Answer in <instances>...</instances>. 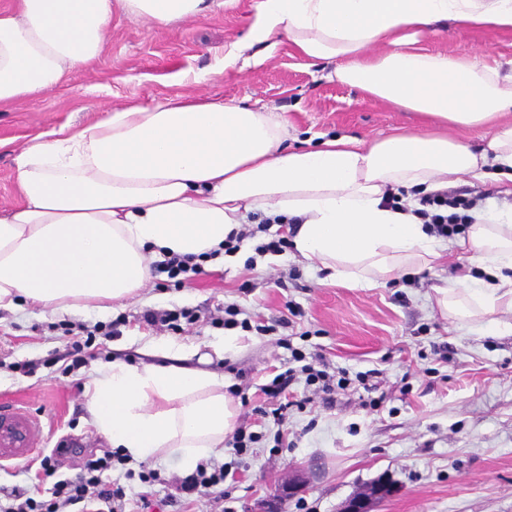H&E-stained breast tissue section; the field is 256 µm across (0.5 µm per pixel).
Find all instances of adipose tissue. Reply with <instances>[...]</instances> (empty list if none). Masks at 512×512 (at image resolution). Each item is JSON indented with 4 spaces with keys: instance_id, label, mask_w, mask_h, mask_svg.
<instances>
[{
    "instance_id": "1",
    "label": "adipose tissue",
    "mask_w": 512,
    "mask_h": 512,
    "mask_svg": "<svg viewBox=\"0 0 512 512\" xmlns=\"http://www.w3.org/2000/svg\"><path fill=\"white\" fill-rule=\"evenodd\" d=\"M223 0H14L0 11V105L64 82L99 60L115 11L165 25ZM512 31V0H260L246 39L221 70L262 66L281 41L332 79L416 112L431 130L370 142L331 138L286 150L288 120L265 107L173 97L107 110L80 127L35 137L15 158L21 201L0 213V310L20 300L54 310L96 309L134 296L163 254L224 247L248 214L296 220L293 244L311 266L353 288L386 284L439 258L445 240L414 214L443 185L512 183V74L463 56L417 49L435 24ZM492 126L487 148L444 127ZM405 190V209L384 202ZM460 244L475 283L435 291L448 318L512 335V204L474 208ZM163 362H115L86 385L89 423L134 459L154 455L183 472L224 452L237 424L229 379Z\"/></svg>"
}]
</instances>
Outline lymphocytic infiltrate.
<instances>
[{"mask_svg": "<svg viewBox=\"0 0 512 512\" xmlns=\"http://www.w3.org/2000/svg\"><path fill=\"white\" fill-rule=\"evenodd\" d=\"M485 198L484 193L471 197L458 196L439 191L420 197L417 216L428 224L429 231L436 236L451 239L464 234L471 222L470 212L479 206ZM287 217L261 218L257 225L245 224L232 232L224 241V251L234 254L244 246H251L252 257L246 261L248 267H256L260 257L273 254H286L290 246V233L287 229ZM291 367L276 374L270 382L261 385L260 391L266 398L265 405L253 407L249 418L243 419L235 429L228 445L235 454L246 453L252 444L257 443L260 432L253 429V418L273 421L282 425L286 419L287 406L282 398L296 382H304L306 396L297 401V408L319 402L331 404L336 395L349 389L352 382L366 384L368 374L349 379L347 375L330 374L329 364L318 353L308 355L300 349H292ZM119 450L103 448L100 450H78L77 472L74 476L58 478L60 469L70 465L68 451L64 448L42 455L39 459V474L52 482L51 487L38 495L25 496L19 502H0V512H127L130 505L138 503L142 508H150L151 502L145 493L134 491L130 487L131 479H138L141 484L150 485L158 479V474L151 469L137 472L127 471V484L109 482L108 474L115 463L123 461ZM228 474V467L212 461L199 464L195 473L178 479V490L185 494L199 496L213 495L216 506H223V497L217 491L223 487Z\"/></svg>", "mask_w": 512, "mask_h": 512, "instance_id": "obj_1", "label": "lymphocytic infiltrate"}]
</instances>
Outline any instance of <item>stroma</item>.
I'll list each match as a JSON object with an SVG mask.
<instances>
[{"label": "stroma", "instance_id": "obj_1", "mask_svg": "<svg viewBox=\"0 0 512 512\" xmlns=\"http://www.w3.org/2000/svg\"><path fill=\"white\" fill-rule=\"evenodd\" d=\"M258 2L224 0L223 9L165 27L114 15L101 60L77 68L58 88L1 105L0 139L6 146L0 149V211L19 202L15 155L46 129L99 120L104 105L148 106L183 95L273 107L288 117L290 149L312 148L335 136L368 142L422 129L415 113L330 79L332 64H310L287 45L260 69L215 71L228 46L246 37ZM418 46L512 69V32L454 31L442 24L423 34ZM463 255L452 246L439 262L415 272L414 288H352L292 249L284 256L266 255L253 271L229 261L209 265L208 275L178 290L151 281L105 311L51 312L24 303L0 311V398L24 402L44 421L49 448H103L106 440L88 422L84 385L91 373L117 360L153 362L152 346L173 341L194 350L185 366L222 373L261 404L259 385L288 366L289 352L274 336L249 333L221 360L211 352L223 341L224 328L190 325L179 334L161 333L138 317L147 309L182 307L206 317L235 303L270 324L287 317L292 299L303 311L295 330L306 333L308 351L352 374L381 370L380 385L342 392L330 408L290 409L284 425L262 426L261 441L246 454L225 450L223 460L234 470L224 483L231 512H265L274 500L282 512H339L346 500L382 478L397 492L373 512H512V335L458 327L434 304L435 287L475 277ZM292 266L300 277L287 287L266 282L269 268ZM248 281L254 287L247 293L242 286ZM120 315L126 325L119 334L98 338L85 367L68 372L56 361L69 341L62 324L108 322ZM441 345L448 348L444 361L434 352ZM22 360L38 362L37 372H14L12 363ZM377 397L381 407H371ZM313 460L320 466L316 477L294 495H283L286 473L306 469ZM145 465L160 475L150 488L160 512H208L209 503L171 486L178 473L174 465L156 457Z\"/></svg>", "mask_w": 512, "mask_h": 512}]
</instances>
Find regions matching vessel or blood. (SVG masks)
<instances>
[{
  "label": "vessel or blood",
  "instance_id": "vessel-or-blood-1",
  "mask_svg": "<svg viewBox=\"0 0 512 512\" xmlns=\"http://www.w3.org/2000/svg\"><path fill=\"white\" fill-rule=\"evenodd\" d=\"M47 444L42 421L24 403L0 402V466L27 461Z\"/></svg>",
  "mask_w": 512,
  "mask_h": 512
}]
</instances>
